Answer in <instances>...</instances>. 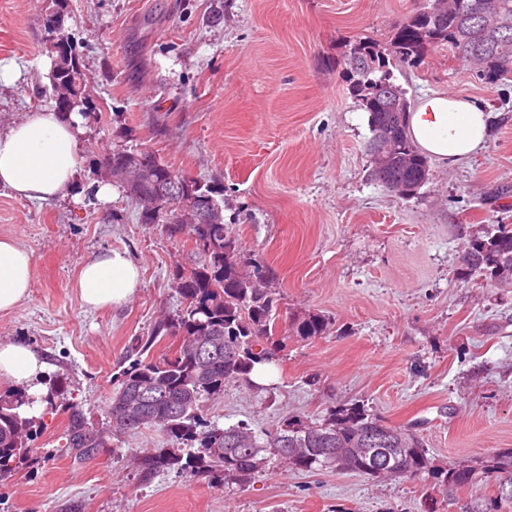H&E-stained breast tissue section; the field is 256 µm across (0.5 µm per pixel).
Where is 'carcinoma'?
<instances>
[{
    "instance_id": "1",
    "label": "carcinoma",
    "mask_w": 512,
    "mask_h": 512,
    "mask_svg": "<svg viewBox=\"0 0 512 512\" xmlns=\"http://www.w3.org/2000/svg\"><path fill=\"white\" fill-rule=\"evenodd\" d=\"M438 2L439 6L410 16L397 29L389 47L361 38L349 45L345 56L354 96L368 113V152H373L380 140L393 145L382 169L372 168L369 175L392 192L397 186L405 187L413 198L430 181V163L408 133L411 103L386 68V56H392L402 66H413L427 48L446 46L448 53L463 64L468 63L470 53L483 61L479 75L487 84L494 85L512 74V0H492L496 13L490 26L480 22L478 5L483 0ZM46 29L55 35L57 52L50 84H68L72 98L69 103L55 102V110L66 117L82 105L84 118H99L86 100L88 78L73 54L63 21L53 14L47 18ZM130 166L147 172L142 179L125 186L139 222L160 224L173 239L187 237L194 244V261L189 268L175 265L172 274L181 309L156 322L146 339H138L136 358L112 377L114 405L131 398L143 385L154 386L158 398L149 406L146 417L114 428L105 421L98 427L85 417L82 407L69 403L61 434L65 443L59 451L74 463L85 464L108 447L105 432L118 436L154 428L167 436L196 443L198 448L187 455L181 448H157L144 453L141 467L146 476L176 471L191 477L206 474L214 479L244 482L262 466V452L268 449L289 468L310 471L323 467L318 449L334 448L347 459L340 471L365 475L366 468L384 456L379 447L397 448L402 441L404 448L399 454L400 471L396 476L436 472L422 440L409 428L388 426L385 444L372 443L371 434L380 420L356 403L332 407L322 419L310 421L314 425L310 436L290 428L279 427L274 433L255 429L254 442L247 446L236 443L241 423L227 428L202 427L206 399L223 393L228 383L250 382L255 365L275 362V353L260 347V340L275 332L278 299L264 265L254 261L252 270H245L244 259L236 240L228 235L226 224H203L194 210L180 217L176 209L164 206L154 212L144 211L143 202L170 192L182 190L192 198H215L223 187L180 174L149 150L117 149L100 159V169L115 178ZM463 262L469 275L487 282L512 276V225L495 224L472 236ZM328 325L325 317L313 314L299 321L296 331L301 336H319ZM166 336L180 338L172 353L158 359L145 356ZM211 336L224 337V348L218 354L204 351ZM46 385L44 393L32 394L24 387L0 392V482L49 460L48 455L33 447L38 423L34 408L39 404L53 408L60 396L57 382L48 381ZM89 431L99 437L92 447L85 442ZM481 471L496 473L512 486V451L492 458L487 465L471 461L449 466L444 473V486L454 489L470 485Z\"/></svg>"
}]
</instances>
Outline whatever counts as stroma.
I'll use <instances>...</instances> for the list:
<instances>
[{
  "label": "stroma",
  "instance_id": "1",
  "mask_svg": "<svg viewBox=\"0 0 512 512\" xmlns=\"http://www.w3.org/2000/svg\"><path fill=\"white\" fill-rule=\"evenodd\" d=\"M433 0H0V132L53 109L58 14L89 76L100 117L83 124L69 193L42 205L0 188V238L33 258L30 295L0 313V341L27 342L61 378L65 402L100 422L131 340L175 314L176 262L190 240L139 223L119 180L98 162L149 148L175 171L223 186L224 220L241 255L269 271L279 359L268 384L230 383L206 424L275 430L294 415L364 405L410 426L437 468L512 450V282L467 280L462 254L490 224H512V80H479L439 47L389 61L411 104L444 92L492 115L469 162L431 164L418 197L369 176L368 114L344 64L350 43L383 44ZM111 183V199L96 193ZM121 249L141 286L122 307L90 310L74 288L88 255ZM310 314L324 335L298 336ZM63 409L34 444L54 460L0 483L5 512H512L500 478L448 491L430 475L368 478L286 469L268 456L249 482L176 473L148 478L144 452L177 446L142 429L82 466L59 454Z\"/></svg>",
  "mask_w": 512,
  "mask_h": 512
}]
</instances>
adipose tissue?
I'll list each match as a JSON object with an SVG mask.
<instances>
[{
  "label": "adipose tissue",
  "instance_id": "ef3b65f1",
  "mask_svg": "<svg viewBox=\"0 0 512 512\" xmlns=\"http://www.w3.org/2000/svg\"><path fill=\"white\" fill-rule=\"evenodd\" d=\"M489 117L469 98L437 93L421 100L409 115V131L422 151L456 165L481 152ZM81 119L44 110L30 113L0 133V186L39 203L65 196L78 161ZM32 255L11 239H0V312L12 310L29 295ZM140 267L126 252L111 249L85 258L75 286L90 308L119 307L137 293ZM46 363L24 341L0 342V381L28 385Z\"/></svg>",
  "mask_w": 512,
  "mask_h": 512
}]
</instances>
